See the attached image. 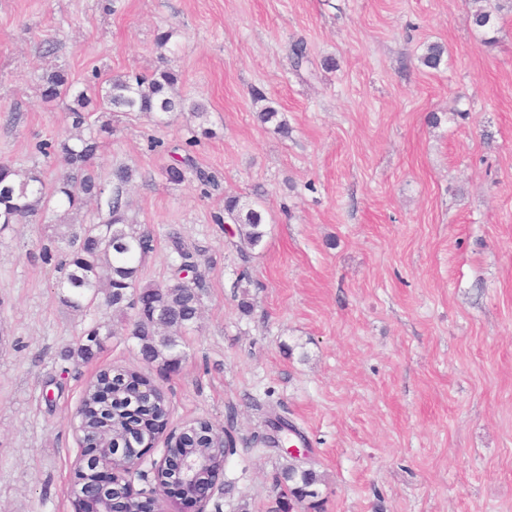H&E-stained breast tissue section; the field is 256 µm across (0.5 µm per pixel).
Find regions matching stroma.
<instances>
[{
    "label": "stroma",
    "instance_id": "1",
    "mask_svg": "<svg viewBox=\"0 0 512 512\" xmlns=\"http://www.w3.org/2000/svg\"><path fill=\"white\" fill-rule=\"evenodd\" d=\"M485 46L474 0H0V160L55 178L38 142L67 134L75 88L170 68L206 121L115 114L102 173L137 170L130 215L170 278L178 234L206 286L177 371L141 361L126 327L87 363L64 359L88 318L35 260L46 225L0 232V512H73L72 426L98 370L167 393L169 429L207 419L237 451L209 512H274L286 449L256 438L283 417L321 474L317 512H512V0ZM172 31L166 46L157 36ZM302 41L308 60L293 68ZM447 52L436 69L427 44ZM261 89L290 127L261 124ZM190 143L215 189L169 183ZM268 211L241 258L224 198ZM41 89L44 99L52 101L61 95H67L73 88L65 70H55L41 77Z\"/></svg>",
    "mask_w": 512,
    "mask_h": 512
}]
</instances>
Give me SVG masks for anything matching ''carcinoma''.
I'll list each match as a JSON object with an SVG mask.
<instances>
[{
    "label": "carcinoma",
    "instance_id": "cac0c4a2",
    "mask_svg": "<svg viewBox=\"0 0 512 512\" xmlns=\"http://www.w3.org/2000/svg\"><path fill=\"white\" fill-rule=\"evenodd\" d=\"M501 6L477 8L472 14L474 27L481 34V42H496L497 13ZM446 48L431 44L421 57V63L436 68L441 63ZM181 74L162 69L150 76L139 73L118 75L110 79L103 93L90 97L80 91L75 95L77 107L69 109L74 135H64L51 142L39 144L38 151L54 156L63 173L47 182L45 173L36 168H22L10 161H0V232L14 224L39 219L56 228L55 235L41 246L38 258L47 265H54L60 273L57 287L67 290L65 303L89 313L101 309L127 319L130 336L138 343L142 359L161 368L179 364L182 352L180 339L201 317V292L205 288L198 264L192 261L193 253L185 247L180 237H173L178 262L172 277L166 282L141 285L139 271L143 261L155 250L154 237L144 232L130 220L128 212L129 186L136 170L125 164L112 169L104 180L95 170L94 160L101 148L102 139L112 136L111 123L102 122L96 131L83 134L91 127L92 112L88 107L105 108L111 112L140 113L159 121L187 107L186 99L178 94ZM64 70H55L41 77L44 99L52 101L72 90ZM188 107L194 117L205 119L206 108L201 103ZM263 124L276 122L277 133L286 137L288 123L278 119V111L270 106L261 107L257 113ZM196 173L203 185L215 184V178L195 166L191 157L174 160L165 169L166 179L174 184L184 181L187 171ZM217 224L229 220L236 238L232 245L241 256L259 247L267 234V212L260 206L244 207L240 199L224 197V213L213 216ZM134 311L127 317V311ZM101 321L92 320L82 332L85 341L65 350V356H77L88 361L100 349ZM98 381H92L83 390L81 405L85 412L80 430L87 435H100L114 429L113 443L127 442L129 431L126 414L117 413L105 418L94 413L97 408ZM272 434L263 437L266 444H280L282 436L296 427L283 420L270 422ZM281 491L278 512H294L314 505L309 499L318 496L313 486L321 482V475L312 468L291 463L280 475Z\"/></svg>",
    "mask_w": 512,
    "mask_h": 512
}]
</instances>
